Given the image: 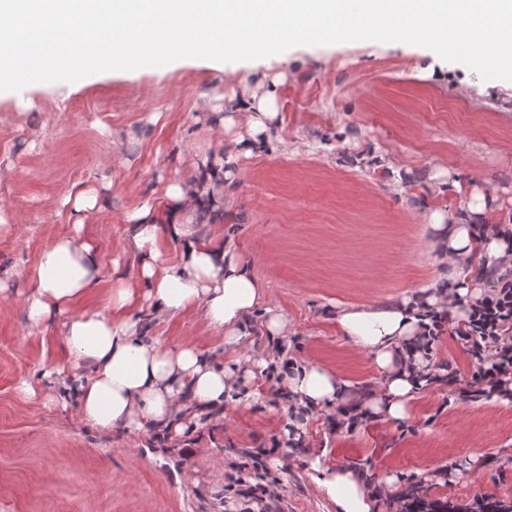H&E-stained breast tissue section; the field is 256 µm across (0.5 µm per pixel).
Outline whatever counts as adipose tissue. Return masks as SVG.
<instances>
[{
  "instance_id": "1",
  "label": "adipose tissue",
  "mask_w": 512,
  "mask_h": 512,
  "mask_svg": "<svg viewBox=\"0 0 512 512\" xmlns=\"http://www.w3.org/2000/svg\"><path fill=\"white\" fill-rule=\"evenodd\" d=\"M167 208L157 213L148 205L134 211L129 220L133 247L141 255V275L149 284L139 291L124 278H116L108 291L104 310H76L99 277L103 258L88 242L71 235L57 237L45 249L34 271L36 288L27 299V319L39 327L61 314H69L65 345L67 363H54L47 377L64 380L68 364L85 363L92 372L72 388L78 415L92 426L120 431L168 428L182 431L178 415L217 412L225 404L246 405L254 394L238 385L239 375L255 378L273 362L285 323L268 310L266 329L272 341L267 348L226 363L213 352L186 341L170 347L149 337V327L137 316L150 309L155 315L173 317L187 310L200 314L205 329L223 334L225 350H233L249 333V315L265 301L263 288L249 269L222 240H203L192 230L193 212L179 184L165 190ZM468 217H429L439 235L459 294L479 297L471 276L473 256L482 253L496 261L512 253V238L501 236L479 242L473 235L471 215L490 217L485 200L467 202ZM179 245L169 254L167 242ZM343 331L365 350L382 376L378 393L352 397L349 381L320 363L296 368L284 379L290 399L307 408L328 402L353 400V410L366 415L402 420L408 402L427 384L429 359L414 351L413 343L426 322L419 308L402 303L387 309H348L337 316ZM314 481L332 500L338 512H375L384 488L393 487L396 476L384 477L375 486L362 472L314 462Z\"/></svg>"
}]
</instances>
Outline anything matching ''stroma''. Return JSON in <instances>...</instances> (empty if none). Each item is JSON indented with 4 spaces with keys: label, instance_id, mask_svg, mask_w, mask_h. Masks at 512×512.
I'll use <instances>...</instances> for the list:
<instances>
[{
    "label": "stroma",
    "instance_id": "1",
    "mask_svg": "<svg viewBox=\"0 0 512 512\" xmlns=\"http://www.w3.org/2000/svg\"><path fill=\"white\" fill-rule=\"evenodd\" d=\"M254 95L277 112L258 148L238 154L232 180L199 179L202 156L235 152L233 134L248 132L245 112L225 132V101ZM173 181L220 200L195 233L223 238L264 285L286 320L283 363L318 361L375 391L380 374L336 316L439 284L456 296L425 215L458 211L459 182L496 205V220L474 227L479 240L512 219V81L482 80L422 46L361 40L0 91V209L11 225L0 231V512H239L262 502L336 512L311 479L320 456L375 479L398 475L378 512L411 487L429 501L487 494L512 507V399H459L476 365L449 329L430 361L452 363L456 384L432 382L402 421L339 429L325 405L296 450L284 439L295 407L271 368L249 384L257 402L218 420L199 415L179 434L102 430L80 421L75 403L54 401L43 373L67 358L66 319L34 328L26 312L42 252L73 232L99 250L105 266L84 309L104 308L116 265L146 289L127 215L145 201L163 206ZM81 186L97 190L99 207L77 230L60 209ZM153 334L172 347L222 341L193 311L157 319Z\"/></svg>",
    "mask_w": 512,
    "mask_h": 512
}]
</instances>
